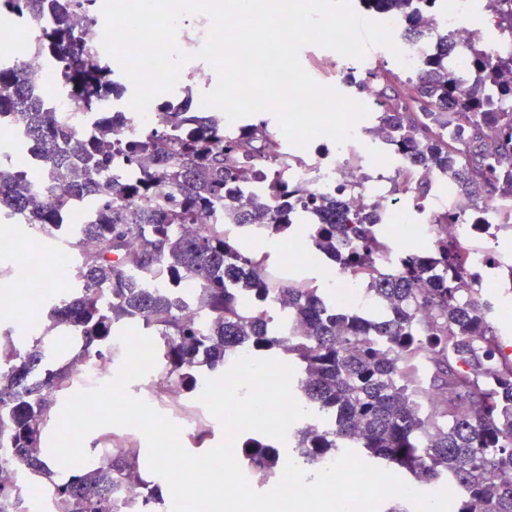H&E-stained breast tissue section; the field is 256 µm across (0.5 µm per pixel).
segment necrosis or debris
Masks as SVG:
<instances>
[{"mask_svg":"<svg viewBox=\"0 0 512 512\" xmlns=\"http://www.w3.org/2000/svg\"><path fill=\"white\" fill-rule=\"evenodd\" d=\"M504 6V0H413V7L421 18V35L412 40L402 36V18L387 15V22L393 25L401 67L410 73H418L427 60L435 57L440 36L448 34L454 45L448 63L459 82L468 83L476 73L470 57L471 47L486 45L495 54L512 51V37L496 43L491 40L489 21ZM50 24V16L23 18L8 5L1 4L0 50L9 51L15 42H22L23 73L46 91V108L56 112L77 135L90 137L108 125L112 128L113 144L126 145L159 128L173 126L183 134L214 122L223 126L225 134L247 142L249 151L242 162L254 169V177L238 183L232 194V204L217 207L212 221L194 224V231L207 233L219 224L225 238H237V208L256 203L277 205L279 185L285 182L300 190L299 199L290 207L294 219L309 216L315 205L336 197L344 198L351 210L378 213L387 238L376 255L381 269L392 268L395 254L405 245V233L419 234L427 239L453 236L468 244L469 264L483 273L488 292H496L512 282V266L492 265L486 245L492 225L512 224V202L475 201L463 194H444L442 185L447 182V175L416 166L404 151L393 145L389 133L373 117L359 120L343 143L322 135L307 146L299 147L287 138L280 125L258 131L249 128L244 119L228 121L221 110L204 105V93L217 85L211 64L196 56L207 40L211 26L208 16L201 14L180 19L176 43L190 59L182 65L174 89L156 96L143 115L130 105L134 83L121 68L111 74L112 79L123 85L121 94L102 95L88 107L71 99L65 92L58 61L47 57L37 47L42 32ZM341 59L337 52L317 56L309 63L308 74L319 85L366 107H373L375 89H361L345 82L338 73ZM271 141L277 142L288 157V165L277 181L263 174L265 158L261 149ZM389 171L402 174L411 182L426 177L430 189L423 196L414 192L400 196L385 190V174ZM446 210L455 214L456 223L440 222L439 217ZM276 243L282 248L278 265L280 273L296 267L324 270V285L333 289L339 308L358 311L368 305L370 295L366 287L359 284L357 275L349 270L338 272L327 268L323 256L300 234L288 228L281 229ZM68 264V258L61 257L50 267H31L29 277L34 289L27 308L18 307L5 296L0 298V317L21 319L36 315L46 282L50 281L53 272ZM146 401L176 424L185 436L196 433L212 418L208 409L188 406L184 392L176 388L161 395L148 393Z\"/></svg>","mask_w":512,"mask_h":512,"instance_id":"necrosis-or-debris-1","label":"necrosis or debris"}]
</instances>
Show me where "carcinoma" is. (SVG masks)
I'll return each instance as SVG.
<instances>
[{"instance_id":"obj_1","label":"carcinoma","mask_w":512,"mask_h":512,"mask_svg":"<svg viewBox=\"0 0 512 512\" xmlns=\"http://www.w3.org/2000/svg\"><path fill=\"white\" fill-rule=\"evenodd\" d=\"M8 2L24 15L53 13L43 45L62 65L71 97L88 104L112 90L67 22L74 7L89 9L96 0ZM372 2L377 10L405 15L408 31H415L409 0ZM473 64L477 80L461 90L442 57L427 62L416 75L413 100L379 68L373 78L380 118L403 150L448 172L457 190L477 200L512 198V85L496 89L500 71L512 70V53L492 66L486 52L476 50ZM2 113L16 117L28 143L50 142L55 151L38 170L13 160L20 151L0 157V219L27 215L50 238L68 242L83 235L96 245L78 254L68 288L28 328L27 345L12 330L0 331V448L7 449L0 457V512H20L25 495L47 486L52 512H117L126 485L144 486V512L160 503L133 446L63 482L53 479L54 464L42 448L52 409L72 385L76 365L118 360L115 336L135 325L158 341L162 371L152 386L158 392L173 381L196 390L203 371L227 366L226 353L242 347L258 360L297 369V397L310 416L294 429L288 453L251 449L248 458L258 470L278 469L292 456L312 466L345 445L418 482L447 479L453 512H512V358L504 357L478 278L462 275L464 245L443 238L404 250L395 272H373L375 308L363 314L332 308L321 288L282 283L280 301L305 328L283 336L268 326V315L242 300L244 288L263 297L276 266L256 262L251 243H228L218 229H186V222L207 218L244 174L231 163L242 143L224 140L216 126L185 140L154 131L122 149L143 165L132 184L112 179V129L90 141L76 137L13 65L0 66ZM454 127L465 129L466 138L448 139ZM487 127L496 139L485 138ZM59 168L68 180L56 187ZM74 198L94 206L93 223L70 220ZM239 220L271 237L279 231L277 214L264 205L243 211ZM306 234L335 262L361 270L372 266L383 231L367 216L347 217L331 207L324 223L309 225ZM162 272L174 279L187 274L200 284L195 304L209 319L206 327L180 314L184 303ZM12 467L21 470L19 478L4 473Z\"/></svg>"}]
</instances>
